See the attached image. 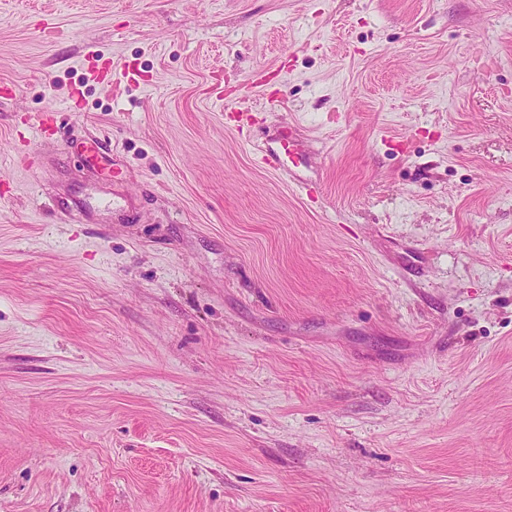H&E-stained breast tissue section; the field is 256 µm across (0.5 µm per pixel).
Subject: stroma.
I'll list each match as a JSON object with an SVG mask.
<instances>
[{
    "mask_svg": "<svg viewBox=\"0 0 512 512\" xmlns=\"http://www.w3.org/2000/svg\"><path fill=\"white\" fill-rule=\"evenodd\" d=\"M0 512H512V0H0Z\"/></svg>",
    "mask_w": 512,
    "mask_h": 512,
    "instance_id": "stroma-1",
    "label": "stroma"
}]
</instances>
